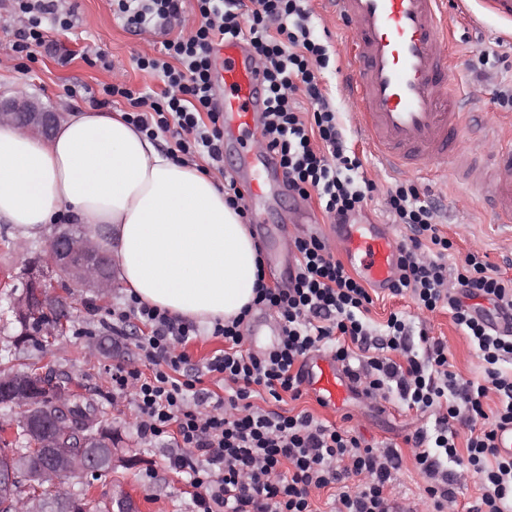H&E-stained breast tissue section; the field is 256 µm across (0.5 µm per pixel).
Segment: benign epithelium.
Returning a JSON list of instances; mask_svg holds the SVG:
<instances>
[{"label":"benign epithelium","instance_id":"benign-epithelium-1","mask_svg":"<svg viewBox=\"0 0 512 512\" xmlns=\"http://www.w3.org/2000/svg\"><path fill=\"white\" fill-rule=\"evenodd\" d=\"M60 112L46 111L40 103L27 96H17L0 102V124L8 122L23 132H34L46 139L52 137ZM47 261L30 262L23 270L22 286L15 279L0 283L10 288L14 296L13 312L23 326L15 342L25 340L27 326L49 309L57 312L56 321L42 326L41 337L50 342L63 335L68 307L67 298L53 287L45 268L63 275L98 295L107 297L113 288L112 280L100 262L98 247L84 233L61 230L48 241ZM0 395L8 403L26 404L27 413L22 421L25 433L36 440V446L46 456V463L38 470L30 468L29 454L15 449L0 455V500L17 496V480L25 476L35 493L29 495L28 512H65L69 506L67 480L85 481L106 470L125 466L128 459L120 455L107 438L110 428L89 409L83 416L70 413L72 391L69 386L52 376L40 374V381L24 371L0 374ZM84 429L80 435V449L70 447L69 436Z\"/></svg>","mask_w":512,"mask_h":512}]
</instances>
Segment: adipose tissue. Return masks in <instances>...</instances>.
<instances>
[{
	"mask_svg": "<svg viewBox=\"0 0 512 512\" xmlns=\"http://www.w3.org/2000/svg\"><path fill=\"white\" fill-rule=\"evenodd\" d=\"M65 206L108 226L118 280L142 302L207 324L252 304L249 227L213 177L161 154L124 113L69 111L48 140L0 125V221L29 236Z\"/></svg>",
	"mask_w": 512,
	"mask_h": 512,
	"instance_id": "obj_1",
	"label": "adipose tissue"
}]
</instances>
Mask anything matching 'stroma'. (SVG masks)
<instances>
[{
	"mask_svg": "<svg viewBox=\"0 0 512 512\" xmlns=\"http://www.w3.org/2000/svg\"><path fill=\"white\" fill-rule=\"evenodd\" d=\"M72 2L78 15L75 26L65 32H50L46 46L37 48L36 58L31 61L13 53L18 31L13 2L0 0V95L26 92L37 96L46 107L71 110L106 101L104 88L116 81L134 90H163L157 74L136 66L137 57L159 55V38L140 35L123 26L112 13L111 0ZM469 4L471 12L467 15L449 8L448 41L441 48L449 70L458 78L456 88L468 111L459 138L468 144L478 143L483 129L472 115L479 112L492 124L495 136L503 144L512 145V101L495 98L497 90L512 89V20L489 13L486 0H469ZM308 7L331 58L328 68L321 72V87L346 131L349 151L359 158L364 175L378 187L373 200L358 211L355 220L362 224L387 223L384 199L396 177L385 172L370 153L358 127L359 108L344 94L345 75L355 49L351 29L325 9L323 0H308ZM473 14L482 16V25L470 22ZM99 52L106 55V63L97 62L95 55ZM72 85L87 87V94L66 97L65 90ZM407 180L437 208L438 228L453 243L449 263L464 264L467 255L476 251L486 255L492 273L512 278V229L495 223L482 196L464 189L440 167L408 175ZM74 222L72 214L60 211L56 222L44 225L37 236L30 238L20 237L13 225L0 223V279L19 273L28 259L42 254L55 231ZM329 223L314 197L304 201L275 196L263 202L249 228L263 249L270 287L284 286L288 269L294 268L296 255L290 242L299 234L311 232L324 237L335 258L345 260L338 240L328 233ZM57 284L69 292L73 307L63 336L44 347L29 342L13 345L21 327L11 312L8 291L0 290V356H9L17 369L42 362L66 378L74 392L103 406L105 425L111 427L119 447L131 456L132 462L91 478L89 495L100 505H111L113 496L124 492L134 498L139 512H196L195 490L189 476L169 466V459L177 450L173 435L142 437L130 396H112V368L119 364L138 366L135 342L144 330L143 324L133 319L124 327L125 339L113 338L112 310L127 299V292L116 287L104 299L64 278L58 279ZM393 312L404 313L411 320L415 333L409 342L415 351L424 352L420 335L428 333L447 344L448 361L458 378L484 379L485 362L447 309L429 311L418 307L407 295L377 294L368 313L374 332L383 330ZM253 402L293 414L306 410L368 443L395 446L402 463L388 494L414 512H427L425 481L415 463L410 439L420 430L433 429V419L407 408L396 397L372 401L360 394L341 411L322 408L306 394L296 400L287 396L278 402L264 393L254 397Z\"/></svg>",
	"mask_w": 512,
	"mask_h": 512,
	"instance_id": "35a3bbf8",
	"label": "stroma"
}]
</instances>
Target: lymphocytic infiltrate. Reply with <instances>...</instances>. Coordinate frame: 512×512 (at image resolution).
<instances>
[{"mask_svg": "<svg viewBox=\"0 0 512 512\" xmlns=\"http://www.w3.org/2000/svg\"><path fill=\"white\" fill-rule=\"evenodd\" d=\"M200 25L187 37L165 40L158 57L141 56L138 68L161 77L162 93L136 92L121 83L106 87L110 97L126 100L127 120L149 138L167 133L180 155L224 164V117L211 98V47L221 37H247L257 69L268 86L270 106L262 115V146L280 157L289 190L300 197L317 192L327 216L337 224L372 200L377 186L361 175V163L347 149L345 133L323 93L318 73L330 60L329 49L315 36L306 0H195ZM60 0H17L23 25L13 44L16 53L33 58L49 30H69L77 21L74 8ZM117 18L141 30H171L181 18L185 0H112ZM307 101L312 114L301 112ZM393 223L404 225L397 277L391 292L407 294L427 310L448 307L456 326L469 336L488 365L484 381H458L450 370L442 341L426 343L425 355L413 353L409 320L391 314L385 334L371 342L365 320L373 299L363 283L333 258L318 235L296 238L298 253L292 280L282 288L255 286V304L272 311L279 343L262 353L243 351L241 327L250 309L228 322H215L211 334L223 338L224 349L203 363L201 374H218L229 393L208 398L193 378L178 374L189 358L185 346L196 339L191 322L170 316L137 298L112 311L113 333L137 319L149 330L136 347L142 368L119 366L112 371L114 394H129L141 435L159 437L175 429L180 451L172 469L189 474L197 489L198 512H313L311 490L332 485L339 491L333 512H395L385 490L398 469L399 453L376 448L360 436L336 428L303 411L287 415L255 406L251 396L263 389L300 397L295 365L311 351L327 347L338 362L352 366L365 381V393L383 398L398 395L408 408L434 415V434L414 438L415 461L428 484L425 492L434 512H446L454 496L447 490L444 461L464 463L481 481L472 512H507L512 507V456L496 449L497 428L512 424V376L499 362L512 358V332L490 327L487 314L475 306L488 300L496 313L512 315V278L492 275L479 254L462 266H449L453 244L437 228L436 209L414 186L398 184L387 192ZM349 337L367 355L352 365ZM401 354L405 364L394 361ZM151 374H144V367ZM496 393L494 413L482 400ZM466 423L471 435L458 449L454 422ZM355 490H342L350 477Z\"/></svg>", "mask_w": 512, "mask_h": 512, "instance_id": "1", "label": "lymphocytic infiltrate"}]
</instances>
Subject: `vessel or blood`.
<instances>
[{
  "label": "vessel or blood",
  "mask_w": 512,
  "mask_h": 512,
  "mask_svg": "<svg viewBox=\"0 0 512 512\" xmlns=\"http://www.w3.org/2000/svg\"><path fill=\"white\" fill-rule=\"evenodd\" d=\"M353 25L356 53L345 80L359 104L360 132L374 158L400 174L448 165L459 181L470 179L473 156L457 147L461 106L438 47L444 43L447 0H326ZM215 100L226 129L237 131L236 161L248 179L249 204L273 193L276 158L256 147L249 133L264 108L265 86L244 37L216 40L212 50ZM482 188L499 223H512V150L499 151ZM335 235L361 277L377 292L391 288L400 244L390 231L364 224H334ZM303 389L322 407L343 408L353 382L328 350L312 352L301 366Z\"/></svg>",
  "instance_id": "1"
}]
</instances>
